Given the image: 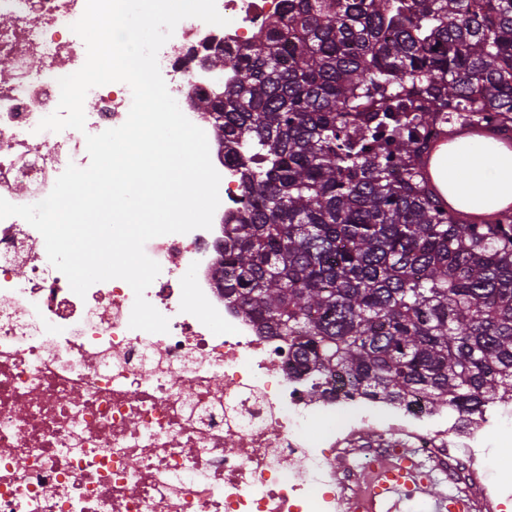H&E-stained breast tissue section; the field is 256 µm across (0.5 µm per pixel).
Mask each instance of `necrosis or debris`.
I'll list each match as a JSON object with an SVG mask.
<instances>
[{"label": "necrosis or debris", "instance_id": "obj_1", "mask_svg": "<svg viewBox=\"0 0 512 512\" xmlns=\"http://www.w3.org/2000/svg\"><path fill=\"white\" fill-rule=\"evenodd\" d=\"M287 0H216L228 23H178L158 64L184 115L207 135L221 176L211 229L155 237L161 272L145 297L165 333L130 328L132 288L76 295L42 235L0 219V512H365V464L423 456L470 512H512V401L443 429V411L360 393L315 398L288 372L287 339L224 299V225L242 207L239 174L195 107L232 78L202 63L216 47L258 46ZM86 0H0V197L34 204L86 134L122 125L132 91L92 88L84 131L39 130L86 47L71 26Z\"/></svg>", "mask_w": 512, "mask_h": 512}]
</instances>
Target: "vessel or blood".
Listing matches in <instances>:
<instances>
[{
	"mask_svg": "<svg viewBox=\"0 0 512 512\" xmlns=\"http://www.w3.org/2000/svg\"><path fill=\"white\" fill-rule=\"evenodd\" d=\"M448 139L447 128H435L418 155V168L427 188L444 189L448 186L444 155ZM419 468V462L410 458L369 468V483L382 512H414L415 503L420 499L434 500L437 512H469V506L462 496L438 492L432 481H417Z\"/></svg>",
	"mask_w": 512,
	"mask_h": 512,
	"instance_id": "b4317fda",
	"label": "vessel or blood"
}]
</instances>
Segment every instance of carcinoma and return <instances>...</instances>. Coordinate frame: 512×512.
<instances>
[{"label":"carcinoma","instance_id":"carcinoma-1","mask_svg":"<svg viewBox=\"0 0 512 512\" xmlns=\"http://www.w3.org/2000/svg\"><path fill=\"white\" fill-rule=\"evenodd\" d=\"M198 99L240 170L224 298L288 368L458 421L512 398V218L439 208L417 157L460 110L512 125V0H288Z\"/></svg>","mask_w":512,"mask_h":512}]
</instances>
